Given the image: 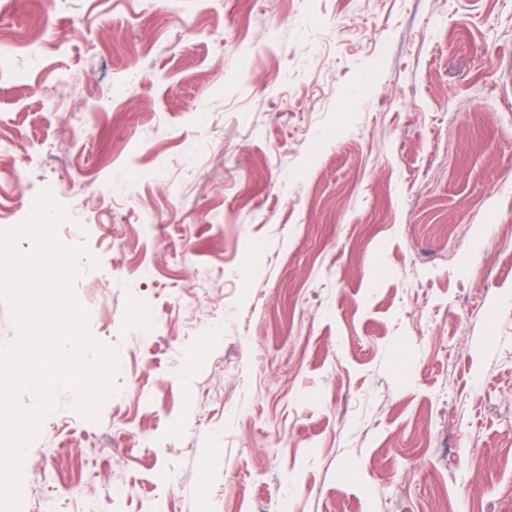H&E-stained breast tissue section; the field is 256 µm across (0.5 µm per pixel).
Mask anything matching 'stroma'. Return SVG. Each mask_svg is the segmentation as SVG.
<instances>
[{
    "mask_svg": "<svg viewBox=\"0 0 512 512\" xmlns=\"http://www.w3.org/2000/svg\"><path fill=\"white\" fill-rule=\"evenodd\" d=\"M0 37V222L70 212L124 365L27 450L52 512H512V0H0ZM120 419L149 446L92 447Z\"/></svg>",
    "mask_w": 512,
    "mask_h": 512,
    "instance_id": "1",
    "label": "stroma"
}]
</instances>
